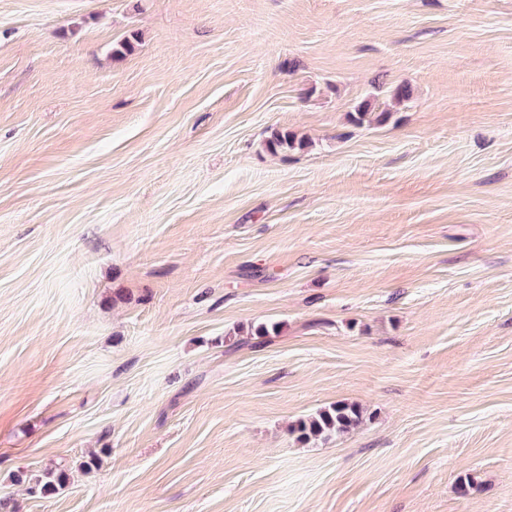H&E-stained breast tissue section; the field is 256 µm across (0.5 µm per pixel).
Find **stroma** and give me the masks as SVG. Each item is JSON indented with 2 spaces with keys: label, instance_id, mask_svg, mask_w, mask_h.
Segmentation results:
<instances>
[{
  "label": "stroma",
  "instance_id": "obj_1",
  "mask_svg": "<svg viewBox=\"0 0 512 512\" xmlns=\"http://www.w3.org/2000/svg\"><path fill=\"white\" fill-rule=\"evenodd\" d=\"M0 498L512 512V0H0ZM362 420L360 411L352 405H336L329 410L320 411L316 416L298 421L294 431L300 438L327 439L333 434L348 432ZM16 482L28 483V490L32 495L39 497H48L54 494L58 487L62 486L66 481V471L63 469L57 472H48L44 477L35 476L23 479L22 476H16Z\"/></svg>",
  "mask_w": 512,
  "mask_h": 512
}]
</instances>
